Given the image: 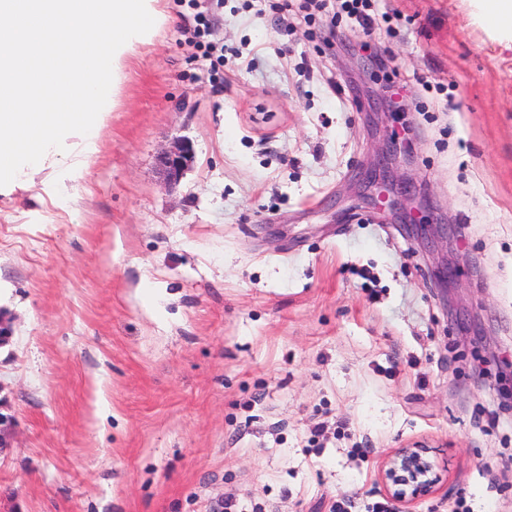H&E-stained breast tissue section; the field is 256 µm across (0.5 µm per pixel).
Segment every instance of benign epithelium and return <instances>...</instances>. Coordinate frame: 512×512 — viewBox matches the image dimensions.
Listing matches in <instances>:
<instances>
[{
    "instance_id": "1",
    "label": "benign epithelium",
    "mask_w": 512,
    "mask_h": 512,
    "mask_svg": "<svg viewBox=\"0 0 512 512\" xmlns=\"http://www.w3.org/2000/svg\"><path fill=\"white\" fill-rule=\"evenodd\" d=\"M398 142L394 138L387 140L385 147L377 154L371 174L386 181L390 174V166L396 160ZM193 159V146L184 137L174 138L171 147L163 152L159 164L166 178L177 182ZM428 450L420 445L399 448L388 455L380 469V480L394 500L404 503L407 496L413 497L432 492L441 482L440 475L429 477L433 464L427 458ZM411 485L416 491L409 494L400 489L401 485Z\"/></svg>"
}]
</instances>
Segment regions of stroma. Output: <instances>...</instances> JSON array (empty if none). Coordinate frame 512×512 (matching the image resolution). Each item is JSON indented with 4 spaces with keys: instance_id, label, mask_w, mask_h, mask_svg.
Wrapping results in <instances>:
<instances>
[{
    "instance_id": "1",
    "label": "stroma",
    "mask_w": 512,
    "mask_h": 512,
    "mask_svg": "<svg viewBox=\"0 0 512 512\" xmlns=\"http://www.w3.org/2000/svg\"><path fill=\"white\" fill-rule=\"evenodd\" d=\"M271 2L207 0L219 61L160 0L82 178L0 189V512H365L414 443L443 481L410 512H512V50L469 0L328 46ZM193 146L189 139L175 137L171 147L163 152L159 164L170 182H177L193 159ZM398 152V142L395 138H389L385 147L377 154L375 162L371 170V174L374 175V180L378 177V180L383 182L388 181L390 174V166L393 161L396 160Z\"/></svg>"
}]
</instances>
